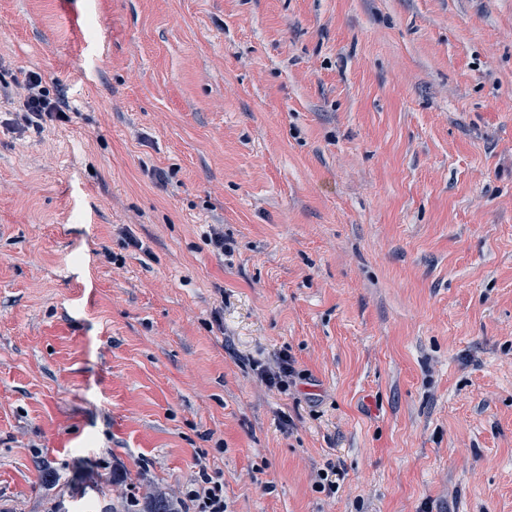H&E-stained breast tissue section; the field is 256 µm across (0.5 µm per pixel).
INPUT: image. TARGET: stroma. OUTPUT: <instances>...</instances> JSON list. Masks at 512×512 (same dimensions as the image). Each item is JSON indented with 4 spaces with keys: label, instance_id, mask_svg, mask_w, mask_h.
<instances>
[{
    "label": "stroma",
    "instance_id": "obj_1",
    "mask_svg": "<svg viewBox=\"0 0 512 512\" xmlns=\"http://www.w3.org/2000/svg\"><path fill=\"white\" fill-rule=\"evenodd\" d=\"M29 70L73 114L0 100V512L202 467L227 512H512V0H0ZM19 107L15 124L23 130L41 132L47 122H67L71 111L67 96L62 92L50 93L40 73L29 70L22 82L16 83ZM256 375L269 388L286 393L296 383V377L301 376L295 367V360L287 352L278 353L267 363L256 362Z\"/></svg>",
    "mask_w": 512,
    "mask_h": 512
}]
</instances>
